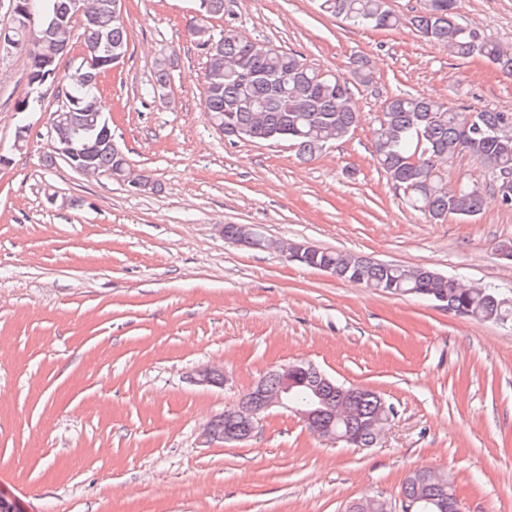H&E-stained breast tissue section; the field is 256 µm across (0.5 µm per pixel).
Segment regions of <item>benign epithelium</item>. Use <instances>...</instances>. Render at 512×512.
Masks as SVG:
<instances>
[{
    "mask_svg": "<svg viewBox=\"0 0 512 512\" xmlns=\"http://www.w3.org/2000/svg\"><path fill=\"white\" fill-rule=\"evenodd\" d=\"M51 150L59 153L65 160H78L88 151V146L81 141L65 140L60 145L49 144ZM232 241L243 244L253 249L267 250L275 249L288 253V260L306 263L319 248L283 240L268 239L260 235L254 225L241 224L238 226L237 234ZM220 370L209 365L201 366L191 377V381L201 386H214L217 384L216 376ZM308 374V370L298 366L296 363L281 366L275 371L278 383L270 388L259 382L238 404L230 409L231 419L237 422L233 427L224 429V436L216 434L212 425L204 427L202 438L205 443L212 444L217 441L240 442L251 437L256 424L261 420L263 414L273 407H283L293 412L305 423L314 420L320 421V428L317 435L333 441H342L348 445H358L360 441L351 435H340L336 433V421L342 419L350 412L351 401L349 393L339 389L342 403L339 405L329 401L326 390L333 386L330 379L323 373L317 374L318 381L311 384L310 400L304 405H291L288 403V393L298 381V376ZM437 474L433 467H420L412 470L407 480L415 485L426 486ZM442 497L440 507L448 512H462L454 484L440 483ZM348 512H394L392 503L382 497L363 496L351 501L347 506Z\"/></svg>",
    "mask_w": 512,
    "mask_h": 512,
    "instance_id": "benign-epithelium-1",
    "label": "benign epithelium"
}]
</instances>
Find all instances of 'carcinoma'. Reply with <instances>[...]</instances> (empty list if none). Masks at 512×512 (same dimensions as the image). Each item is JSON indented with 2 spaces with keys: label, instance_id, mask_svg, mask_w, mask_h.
<instances>
[{
  "label": "carcinoma",
  "instance_id": "cac0c4a2",
  "mask_svg": "<svg viewBox=\"0 0 512 512\" xmlns=\"http://www.w3.org/2000/svg\"><path fill=\"white\" fill-rule=\"evenodd\" d=\"M24 13L12 24L10 34L16 47L26 51L30 66L28 83L37 91L59 81L65 102L58 108L61 118L54 136H76L90 146L82 166L86 173L111 176L120 169L125 177L146 181L135 171L125 153L112 141V128L105 127L106 106L99 91V78L113 67L110 49L126 54L128 31L115 12V0H87L90 18L75 29L76 18L67 12L69 0H17ZM459 0H424L423 9L406 18L391 10L386 0H321L320 7L341 16L352 26L393 30L405 22L420 35L447 47L460 58L482 57L504 75L512 76V50L481 37L457 21ZM224 17V0H207L203 17L194 19L191 36L206 58L203 108L210 125L222 134L230 129L252 131L253 141H290L301 159H314L328 145L347 137L357 125L351 82L324 74L307 65L292 51L278 50L265 42L240 38L234 24L227 22L219 33H211L209 20ZM56 19L45 33L48 19ZM80 40L83 50L97 58V67L83 61L62 78L49 75L56 69L57 49ZM175 54L158 59L154 80L145 95L160 97L170 84ZM353 78L361 85L373 81L366 62L353 61ZM509 128L512 115L470 106H453L431 96L396 94L381 105V118L371 139L372 155L386 179L401 189L410 207L431 220L450 216L468 220L484 205L481 188L464 183L448 189L437 174L441 163L464 152L484 169L512 176V136L498 138L488 128ZM318 265L336 269V277L391 295H415L427 299L440 296L448 312L457 316L512 323V299L491 287L465 288L451 277H431L421 267L371 260L349 253L323 250L315 257ZM356 415L336 422V432L363 438L370 447L379 399L367 389L353 388ZM422 496H440L432 483L416 487L406 483L402 499L412 503Z\"/></svg>",
  "mask_w": 512,
  "mask_h": 512
}]
</instances>
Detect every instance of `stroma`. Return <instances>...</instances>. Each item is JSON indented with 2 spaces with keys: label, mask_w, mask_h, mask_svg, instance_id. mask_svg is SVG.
I'll return each instance as SVG.
<instances>
[{
  "label": "stroma",
  "mask_w": 512,
  "mask_h": 512,
  "mask_svg": "<svg viewBox=\"0 0 512 512\" xmlns=\"http://www.w3.org/2000/svg\"><path fill=\"white\" fill-rule=\"evenodd\" d=\"M195 0H125L127 54L102 79L112 135L145 190L50 160L61 102L19 113L24 51L0 52V495L20 512H345L401 500L407 473L448 470L462 512H512V326L376 292L226 240L271 239L424 265L512 294V206L472 158L449 185L484 187L476 218L412 210L371 154L383 100L433 96L512 114V77L460 59L409 25L356 28L316 0H226L240 35L350 77L354 131L301 162L286 142L225 141L203 110L205 57L188 35ZM458 20L512 46V0H460ZM176 53L165 99L143 96ZM27 126L23 144L17 130ZM308 362L377 391L396 414L370 448L318 438L275 407L253 436L209 447L203 426L271 370ZM210 365L221 387L190 381ZM348 512H392V503L382 497L363 496L351 501L347 506Z\"/></svg>",
  "instance_id": "obj_1"
}]
</instances>
